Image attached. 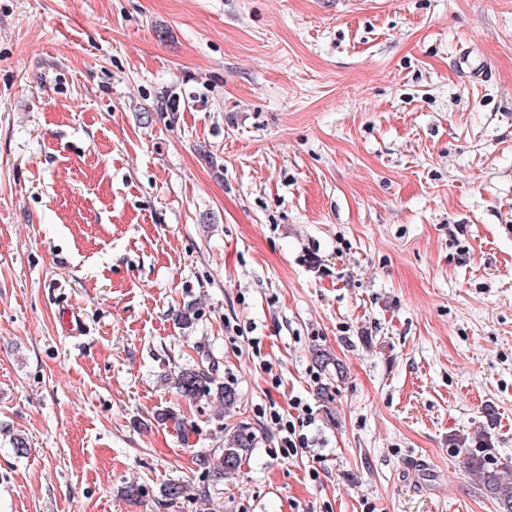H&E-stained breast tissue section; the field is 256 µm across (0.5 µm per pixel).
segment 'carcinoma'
Masks as SVG:
<instances>
[{
  "mask_svg": "<svg viewBox=\"0 0 512 512\" xmlns=\"http://www.w3.org/2000/svg\"><path fill=\"white\" fill-rule=\"evenodd\" d=\"M177 388L182 396L194 397L202 390H215L219 404L217 416L223 417L236 403L235 393L215 382L202 368H187L177 375ZM255 438L244 428L233 430L224 442L221 469L212 474L218 481L224 476L235 474L241 464L251 454ZM469 471L477 477L479 490L490 498L497 512H512V458L497 457L490 448L488 436L482 428L477 429L472 438V446L463 449Z\"/></svg>",
  "mask_w": 512,
  "mask_h": 512,
  "instance_id": "cac0c4a2",
  "label": "carcinoma"
}]
</instances>
